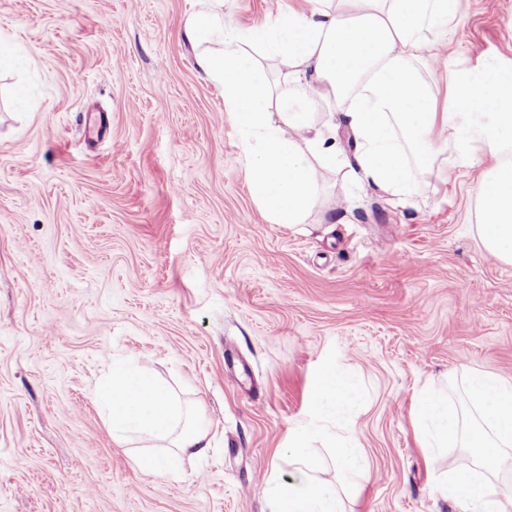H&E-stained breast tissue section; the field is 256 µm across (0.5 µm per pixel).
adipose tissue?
Here are the masks:
<instances>
[{
  "mask_svg": "<svg viewBox=\"0 0 512 512\" xmlns=\"http://www.w3.org/2000/svg\"><path fill=\"white\" fill-rule=\"evenodd\" d=\"M311 2V9L282 10L240 30L226 24L224 0H200L184 25L198 72L224 90L244 147L249 192L271 223L307 222L320 202L321 172L341 163L338 131L355 145L346 178L392 205L415 195L418 173L433 172L444 146L466 160L478 141L496 159L479 188L478 234L490 255L512 264V69L486 60L452 73L445 112L419 71L431 35L456 21L460 0ZM247 42L284 68L276 111L268 109L257 67L244 60ZM326 101L335 110L324 119L316 108ZM97 396L108 408L115 441L151 442L174 459L209 446L203 430L187 425L172 390L130 364H113ZM359 403L347 374L333 366L321 371L318 417L340 416ZM317 435L307 425L291 433L290 446L305 465L291 480L269 483L273 512H343L323 467L310 461Z\"/></svg>",
  "mask_w": 512,
  "mask_h": 512,
  "instance_id": "adipose-tissue-1",
  "label": "adipose tissue"
}]
</instances>
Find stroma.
I'll list each match as a JSON object with an SVG mask.
<instances>
[{
	"label": "stroma",
	"mask_w": 512,
	"mask_h": 512,
	"mask_svg": "<svg viewBox=\"0 0 512 512\" xmlns=\"http://www.w3.org/2000/svg\"><path fill=\"white\" fill-rule=\"evenodd\" d=\"M198 0H0L21 65L0 70V512H270L266 480L300 466L328 364L361 402L337 434L369 462L344 512H461L435 485L424 387L512 379V265L476 231V165L453 148L417 195L387 204L328 172L306 224L249 195L224 93L186 39ZM421 67L437 104L452 71L512 67V0H461ZM170 384L205 454L145 472L93 396L112 361Z\"/></svg>",
	"instance_id": "35a3bbf8"
}]
</instances>
